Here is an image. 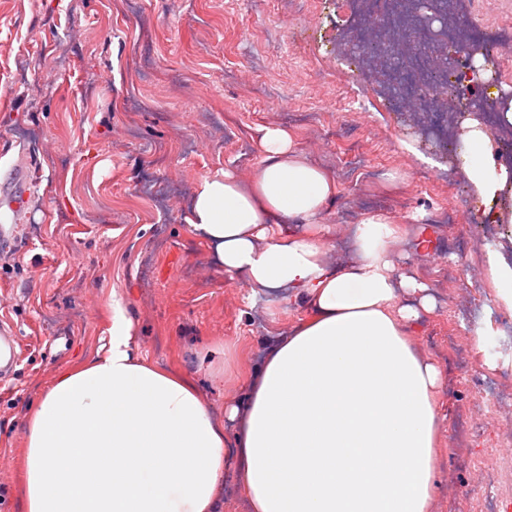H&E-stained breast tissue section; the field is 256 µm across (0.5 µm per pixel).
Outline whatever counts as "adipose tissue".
<instances>
[{
	"mask_svg": "<svg viewBox=\"0 0 512 512\" xmlns=\"http://www.w3.org/2000/svg\"><path fill=\"white\" fill-rule=\"evenodd\" d=\"M489 142L466 121L482 218L511 224L498 202L512 172ZM258 147L249 183L229 170L201 181L189 222L225 273L255 293L288 289L310 315L274 339L245 404L218 418L188 379L135 353L113 303L105 354L57 375L29 417L23 512H216L232 452L248 512H433L442 375L411 337L429 285L398 269L400 229L380 210L353 229V261L330 266L335 178L285 129H262Z\"/></svg>",
	"mask_w": 512,
	"mask_h": 512,
	"instance_id": "adipose-tissue-1",
	"label": "adipose tissue"
}]
</instances>
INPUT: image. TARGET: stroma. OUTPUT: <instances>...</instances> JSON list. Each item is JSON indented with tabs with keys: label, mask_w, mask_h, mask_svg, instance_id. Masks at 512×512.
<instances>
[{
	"label": "stroma",
	"mask_w": 512,
	"mask_h": 512,
	"mask_svg": "<svg viewBox=\"0 0 512 512\" xmlns=\"http://www.w3.org/2000/svg\"><path fill=\"white\" fill-rule=\"evenodd\" d=\"M345 12L342 0H0V181L22 159L36 171L27 206L5 217L15 236L0 239V318L22 344L0 379V512H22L31 407L62 370L106 351L113 302L138 354L189 375L219 414L306 315L303 301L226 275L188 223L203 178L252 176L267 126L292 131L336 179L332 264L349 260L361 216L382 210L403 228L396 260L434 291L414 340L444 369L435 512L512 507V406L482 390L512 376L498 272L512 267V224L461 206L473 191L462 163L422 147L426 114L350 77L336 37ZM390 170L404 181L384 183ZM448 210L452 221L431 222ZM424 232L428 256L414 248ZM461 411L474 414L469 464L456 454Z\"/></svg>",
	"instance_id": "35a3bbf8"
}]
</instances>
